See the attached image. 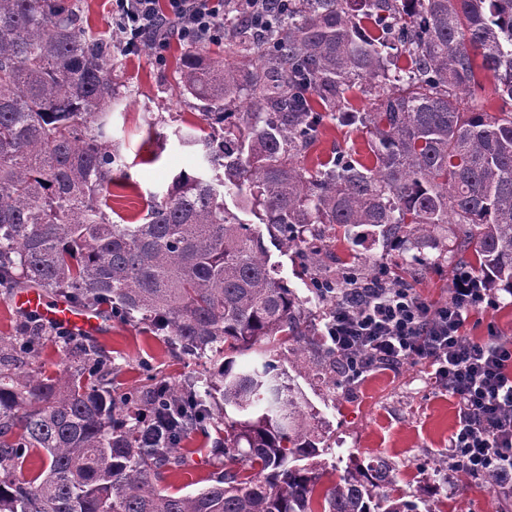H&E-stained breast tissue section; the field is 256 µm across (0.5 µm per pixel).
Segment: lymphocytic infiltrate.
Instances as JSON below:
<instances>
[{
	"instance_id": "1",
	"label": "lymphocytic infiltrate",
	"mask_w": 512,
	"mask_h": 512,
	"mask_svg": "<svg viewBox=\"0 0 512 512\" xmlns=\"http://www.w3.org/2000/svg\"><path fill=\"white\" fill-rule=\"evenodd\" d=\"M123 52L162 54L170 41L191 46L224 35V0H111ZM496 291L468 266L456 269L447 304L434 307L411 288L345 289L323 335L345 361L346 379L407 360L429 365L456 401L455 465L497 474L512 493V344L496 328L484 340L463 334L470 315L492 307Z\"/></svg>"
}]
</instances>
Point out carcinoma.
<instances>
[{
  "label": "carcinoma",
  "instance_id": "cac0c4a2",
  "mask_svg": "<svg viewBox=\"0 0 512 512\" xmlns=\"http://www.w3.org/2000/svg\"><path fill=\"white\" fill-rule=\"evenodd\" d=\"M225 8L224 41L254 63L230 68L202 43L181 56L179 93L198 101L210 133L177 136L201 147V170L176 175L143 223L122 224L109 203L123 100L112 44L67 0H0V287L142 321L195 358L269 355L239 370L221 361L202 391L193 380L117 392L112 354L22 317L0 339V512H420L383 459L318 489L309 460L323 436L277 359L325 383L342 361L224 192L300 254L332 300L355 283L394 282L325 263L327 247L310 246L317 224L376 228L412 262L457 224L454 252H473L468 266L512 289V0H286L263 28L245 0ZM484 77L502 102L494 113L468 105ZM355 87L375 96L372 111L350 106ZM324 111L367 130L371 164L348 150L305 168ZM49 340L76 351L54 376L33 367ZM146 413L158 429L149 445ZM213 420L224 424V474L195 494L169 492L181 443ZM34 451L48 466L27 478Z\"/></svg>",
  "mask_w": 512,
  "mask_h": 512
}]
</instances>
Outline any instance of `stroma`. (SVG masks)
I'll list each match as a JSON object with an SVG mask.
<instances>
[{
    "instance_id": "35a3bbf8",
    "label": "stroma",
    "mask_w": 512,
    "mask_h": 512,
    "mask_svg": "<svg viewBox=\"0 0 512 512\" xmlns=\"http://www.w3.org/2000/svg\"><path fill=\"white\" fill-rule=\"evenodd\" d=\"M183 45L171 43L165 63H156L150 53L127 55L115 52L112 76L126 97L112 114V143L121 155L113 173L111 205L126 223H140L153 195L166 191L173 177L193 173L202 163L199 151L184 145L179 131L200 133L205 124L192 99L178 97L175 85ZM356 150L370 161L367 137L353 128L324 118L318 139L304 163L315 169L336 149ZM330 250L337 267L353 264L367 271L402 269L407 283L427 301L446 303L452 288L457 256L443 248L425 249L420 262L402 265L397 249L363 226L350 235H337ZM271 261L287 281L305 310L323 319L328 303L317 297L310 281L301 275L293 253L271 248ZM495 324L502 341L512 343V296L500 294L495 307L473 313L464 327L471 339H482L488 324ZM87 345L111 352L120 366L114 387L123 392L143 390L163 380L182 389L185 382L212 369V362L173 350L165 337L155 335L136 321L113 320ZM317 416L327 447L321 458L327 467L321 479L329 485L355 460L382 456L399 475V486L407 498L430 512H512V498L495 486L476 480L459 490L454 468L441 467L448 454V441L458 427L457 408L445 389L435 383L422 363L407 361L394 369L363 374L354 381L337 380L326 385L297 375ZM222 433L191 434L182 444L185 466L170 470L164 487L190 494L211 485L224 470V458L215 446Z\"/></svg>"
}]
</instances>
